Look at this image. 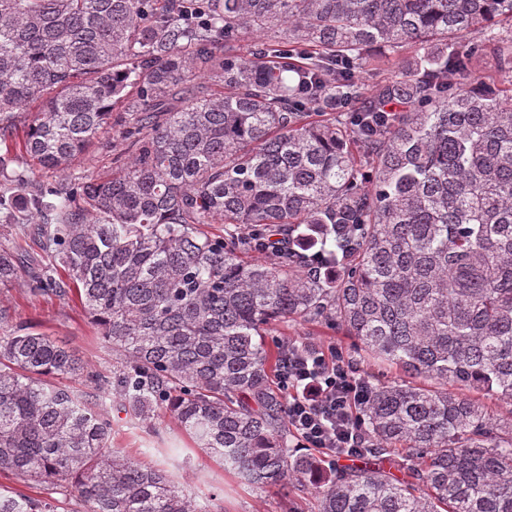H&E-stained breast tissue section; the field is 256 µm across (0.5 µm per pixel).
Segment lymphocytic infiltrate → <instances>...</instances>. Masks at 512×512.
Instances as JSON below:
<instances>
[{
	"label": "lymphocytic infiltrate",
	"mask_w": 512,
	"mask_h": 512,
	"mask_svg": "<svg viewBox=\"0 0 512 512\" xmlns=\"http://www.w3.org/2000/svg\"><path fill=\"white\" fill-rule=\"evenodd\" d=\"M277 380L299 447L327 458L352 455L358 445L355 412L369 399L368 382L356 378L340 354L315 347L291 352Z\"/></svg>",
	"instance_id": "lymphocytic-infiltrate-1"
}]
</instances>
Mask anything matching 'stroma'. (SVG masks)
<instances>
[{
    "label": "stroma",
    "instance_id": "stroma-1",
    "mask_svg": "<svg viewBox=\"0 0 512 512\" xmlns=\"http://www.w3.org/2000/svg\"><path fill=\"white\" fill-rule=\"evenodd\" d=\"M126 143L118 130L103 133L69 168L70 177L81 179L111 170L112 162L123 156ZM29 275H21L10 286L0 288V310L14 320L29 321L62 345L74 350L86 363L102 371L111 370L115 356L90 323L74 294L33 295ZM274 333L300 339L322 349H333L352 362L356 376L371 382L395 380L394 369L359 358L352 342L341 331L323 324L274 326ZM112 422V445L144 465H160L180 488L193 496L214 498L215 512H311L309 494H293L284 501L277 489L259 492L226 474L221 463L195 448L192 439L170 417L161 415L153 428L130 419L118 403L107 407Z\"/></svg>",
    "mask_w": 512,
    "mask_h": 512
}]
</instances>
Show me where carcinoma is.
<instances>
[{
  "label": "carcinoma",
  "instance_id": "1",
  "mask_svg": "<svg viewBox=\"0 0 512 512\" xmlns=\"http://www.w3.org/2000/svg\"><path fill=\"white\" fill-rule=\"evenodd\" d=\"M115 112L127 158L69 180ZM0 144V215L45 220L38 259L0 244V286L26 266L34 293L74 291L118 356L103 373L0 315V474L85 512H209L112 447L116 400L315 512H512V419L488 405H512V0H0ZM288 323L402 373L358 422L404 476L295 450L270 382L288 341L264 340ZM386 56L385 63L379 70L371 71L369 74L365 75L366 84L369 88H374L378 84H381L391 71L404 67L410 54L405 51H400L390 52L386 54Z\"/></svg>",
  "mask_w": 512,
  "mask_h": 512
}]
</instances>
